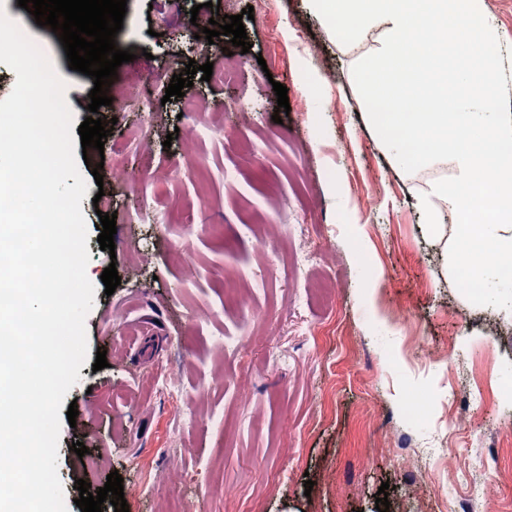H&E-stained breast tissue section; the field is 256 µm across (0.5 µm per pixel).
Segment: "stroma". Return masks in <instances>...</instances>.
Wrapping results in <instances>:
<instances>
[{
  "label": "stroma",
  "mask_w": 512,
  "mask_h": 512,
  "mask_svg": "<svg viewBox=\"0 0 512 512\" xmlns=\"http://www.w3.org/2000/svg\"><path fill=\"white\" fill-rule=\"evenodd\" d=\"M486 4L512 97V0ZM194 7L201 20L216 15L202 0H127L116 42L134 59L97 113L115 126L105 152L88 149L79 167L96 286L86 337L108 366L85 363L68 393L79 411L58 449L69 512H80L77 480L96 490L113 471L129 512H376L385 482L389 512H465L474 483L488 488L477 512H512V321L472 304L444 268L443 244L423 232L417 198L437 169L404 172L366 123L352 68L375 43L344 45L307 0H273L244 22L251 49L238 82L194 79L184 98L204 108L187 112L165 96L172 76L191 60L221 67L228 44L195 38ZM5 10L43 43L83 122L92 78L69 69L50 27L17 0ZM276 81L291 107L279 124ZM256 146L257 163L243 164ZM198 160L200 174L189 169ZM103 212L117 216L111 253L97 241ZM311 212L301 245L317 266L294 268L272 246L257 260L255 218L287 227ZM111 265L121 283L109 295ZM238 336L247 350L225 351ZM413 336L440 362L415 364ZM160 372L180 386V404L155 392ZM418 391L428 408L415 423L406 407ZM443 440L456 453L437 474L430 457ZM204 464L206 482H186ZM141 482L155 494L136 496Z\"/></svg>",
  "instance_id": "1"
}]
</instances>
